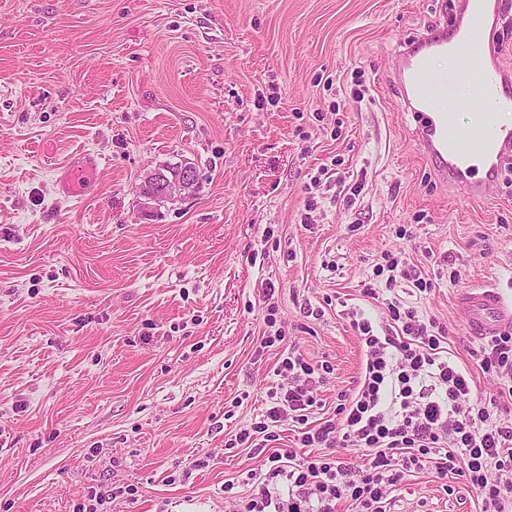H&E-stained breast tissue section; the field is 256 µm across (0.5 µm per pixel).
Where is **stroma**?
Here are the masks:
<instances>
[{
    "label": "stroma",
    "instance_id": "1",
    "mask_svg": "<svg viewBox=\"0 0 512 512\" xmlns=\"http://www.w3.org/2000/svg\"><path fill=\"white\" fill-rule=\"evenodd\" d=\"M451 19V0H0V512H226L228 481L247 499L267 454L225 442L291 347L331 366L309 420L333 417L364 357L345 309L380 317L362 283L387 250L456 270L414 304L496 392L459 296L512 297V187L436 184L390 81ZM85 154L101 171L65 195ZM185 162L195 193L146 203L143 175ZM338 162L364 182L350 206L310 185ZM270 286L285 340L265 348ZM453 485L417 474L392 512H474Z\"/></svg>",
    "mask_w": 512,
    "mask_h": 512
}]
</instances>
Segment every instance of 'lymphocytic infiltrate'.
I'll list each match as a JSON object with an SVG mask.
<instances>
[{
  "instance_id": "obj_1",
  "label": "lymphocytic infiltrate",
  "mask_w": 512,
  "mask_h": 512,
  "mask_svg": "<svg viewBox=\"0 0 512 512\" xmlns=\"http://www.w3.org/2000/svg\"><path fill=\"white\" fill-rule=\"evenodd\" d=\"M373 274L384 277V287L368 283L363 293L382 305L383 316L348 311L365 357L335 417L309 426L314 391L332 368L291 349L275 369L286 383L269 390V408L225 442L228 450L249 442L263 449L279 423L300 426L299 448L270 453L242 512H336L343 501L353 512H391L393 492L421 471L463 477L476 512H512V421L501 413L502 398L512 397V332L486 337L476 351L480 370L498 381L496 393L478 395L470 372L448 355L446 327L396 290L407 282L427 294L435 279L392 251L382 253ZM349 447L362 450V464L336 456Z\"/></svg>"
}]
</instances>
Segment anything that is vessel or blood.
Segmentation results:
<instances>
[{
  "mask_svg": "<svg viewBox=\"0 0 512 512\" xmlns=\"http://www.w3.org/2000/svg\"><path fill=\"white\" fill-rule=\"evenodd\" d=\"M497 9L490 0H454L450 26L431 30L403 45L391 77L415 123L419 151L447 186L464 188L474 200L501 189L505 166L512 164V72L494 59L482 35ZM445 58V69L436 61ZM473 86L475 96L447 112L442 101L458 84ZM98 168L89 158L70 165L63 181L67 194H79ZM468 326L479 338L512 330V300L493 285L462 293Z\"/></svg>",
  "mask_w": 512,
  "mask_h": 512,
  "instance_id": "1",
  "label": "vessel or blood"
}]
</instances>
